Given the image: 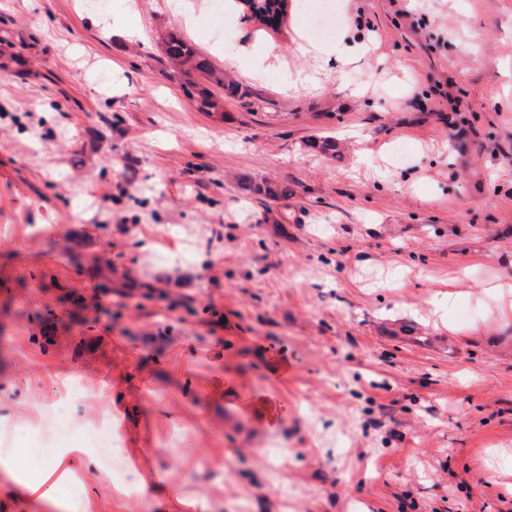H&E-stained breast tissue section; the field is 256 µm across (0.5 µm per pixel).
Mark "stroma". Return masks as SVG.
I'll use <instances>...</instances> for the list:
<instances>
[{
    "instance_id": "obj_1",
    "label": "stroma",
    "mask_w": 512,
    "mask_h": 512,
    "mask_svg": "<svg viewBox=\"0 0 512 512\" xmlns=\"http://www.w3.org/2000/svg\"><path fill=\"white\" fill-rule=\"evenodd\" d=\"M136 2L0 0V441L29 428L0 512H512V0H288L275 29L186 0L193 30ZM169 29L246 96L197 111ZM117 393L158 476L134 494L88 449ZM46 428L82 504L28 463Z\"/></svg>"
}]
</instances>
